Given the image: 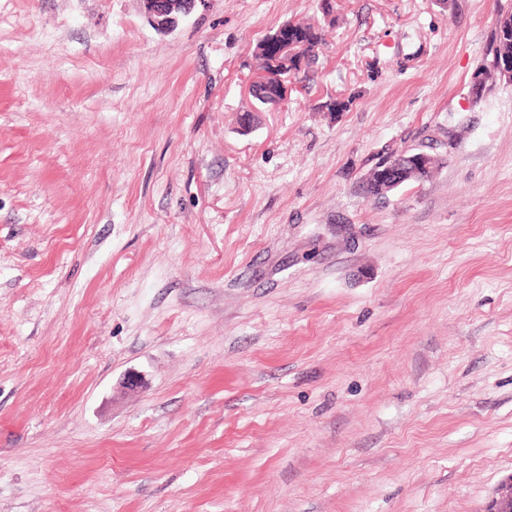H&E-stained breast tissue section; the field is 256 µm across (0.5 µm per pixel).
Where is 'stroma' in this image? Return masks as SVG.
<instances>
[{
	"label": "stroma",
	"instance_id": "obj_1",
	"mask_svg": "<svg viewBox=\"0 0 512 512\" xmlns=\"http://www.w3.org/2000/svg\"><path fill=\"white\" fill-rule=\"evenodd\" d=\"M506 10L197 0L164 34L137 0H0V512H485L512 83L469 80ZM288 20L319 61L243 131ZM403 150L442 164L370 196Z\"/></svg>",
	"mask_w": 512,
	"mask_h": 512
}]
</instances>
